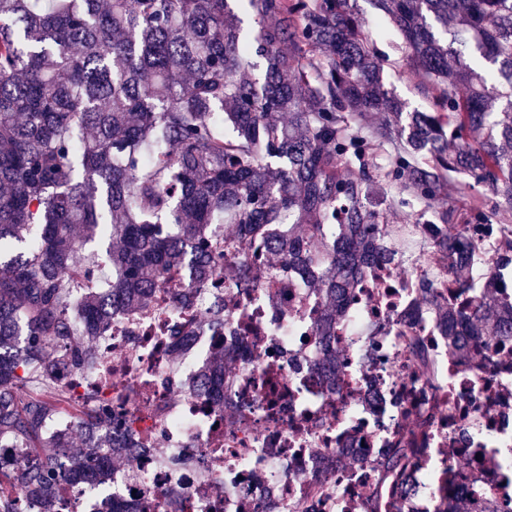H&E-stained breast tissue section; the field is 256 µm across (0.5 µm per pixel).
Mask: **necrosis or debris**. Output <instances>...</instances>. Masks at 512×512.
I'll return each mask as SVG.
<instances>
[{
  "label": "necrosis or debris",
  "instance_id": "obj_1",
  "mask_svg": "<svg viewBox=\"0 0 512 512\" xmlns=\"http://www.w3.org/2000/svg\"><path fill=\"white\" fill-rule=\"evenodd\" d=\"M428 224H407L391 240L392 260L369 263L354 300L336 327L350 346L343 374L317 365L314 339L322 303L302 269L276 273L250 261L237 244L224 263V327L195 325L177 355L167 345L185 313L159 293L146 309L115 316L99 339L91 371L77 376L73 396L93 385L101 399L122 400L132 420L119 438L135 453L130 468L113 472L99 490L84 488L69 469L57 474L58 512H102L115 499L126 512H355L353 469L340 489L313 493L345 458L373 454L405 436L413 421L436 407L433 427L403 486L383 491L382 512H445L463 500L477 512H497L512 499V365L477 376L468 352H449L446 325L420 300L422 279L445 298L459 288L427 246ZM248 268L247 285H237ZM431 350L430 376L414 373L409 333ZM265 344L254 355L253 338ZM235 360L217 400L189 395L216 348ZM164 454H157V444Z\"/></svg>",
  "mask_w": 512,
  "mask_h": 512
}]
</instances>
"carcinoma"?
Returning a JSON list of instances; mask_svg holds the SVG:
<instances>
[{"mask_svg": "<svg viewBox=\"0 0 512 512\" xmlns=\"http://www.w3.org/2000/svg\"><path fill=\"white\" fill-rule=\"evenodd\" d=\"M357 0H249L258 20L240 36L229 0H0V442L24 463L0 468V512H54L55 471L85 478L131 453L112 439L126 420L96 393L71 401L53 377L62 359L96 361L112 318L147 306L171 271L191 263L213 278L211 225L243 239L263 224H291L256 244L271 268L309 272L322 296L315 338L320 368L336 372V325L364 264L386 257L391 234L370 193L433 212L431 251L465 289L464 252L476 247L447 206L448 174L490 191L477 224L512 225V0H371L423 72L430 112H407L385 89L386 59L369 44ZM292 45L284 52L281 46ZM265 62L263 79L243 67ZM386 114L382 125L371 123ZM459 307L420 294L451 325L477 375L503 363L512 341V297L492 279ZM425 375L423 340L408 337ZM219 350L210 373L232 368ZM81 428L75 447L53 422L64 407ZM108 448L110 452L101 453ZM416 449L400 442L349 463L384 475ZM377 481L361 512H378Z\"/></svg>", "mask_w": 512, "mask_h": 512, "instance_id": "cac0c4a2", "label": "carcinoma"}]
</instances>
